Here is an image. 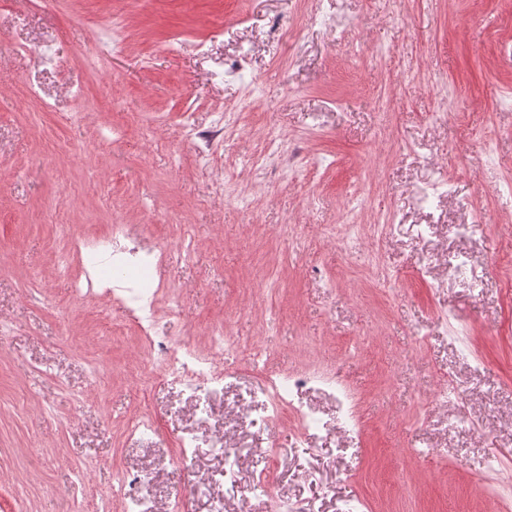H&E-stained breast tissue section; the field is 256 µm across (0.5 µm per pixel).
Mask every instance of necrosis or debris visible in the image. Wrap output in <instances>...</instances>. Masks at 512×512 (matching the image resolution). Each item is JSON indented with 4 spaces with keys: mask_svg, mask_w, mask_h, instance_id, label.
Returning <instances> with one entry per match:
<instances>
[{
    "mask_svg": "<svg viewBox=\"0 0 512 512\" xmlns=\"http://www.w3.org/2000/svg\"><path fill=\"white\" fill-rule=\"evenodd\" d=\"M170 252L167 240L146 238L137 224L112 225L108 234L91 240L75 235L71 240L73 295L85 303L104 302L120 313L144 349L159 362L162 375L179 379L193 397L223 390L225 380L238 372L259 375L263 382L262 412L240 413L237 417L240 428L261 432L287 418L292 420L298 434L321 436L323 424L300 400L303 391L320 385L335 392L353 427H360V399L354 387L316 350L305 349L303 362L281 373L266 368L259 346L241 344L233 336H222L225 352L243 348L247 356L229 366L218 364L190 337L168 336L164 331L167 307L176 299V290L166 275ZM208 444L223 456L224 469L205 477L194 491L209 496L210 512H224L226 498L238 496L240 492L235 468L240 444L223 435L209 437ZM119 485L124 512H188L189 501L183 497L160 506L145 474L122 473Z\"/></svg>",
    "mask_w": 512,
    "mask_h": 512,
    "instance_id": "4bbe7bcc",
    "label": "necrosis or debris"
}]
</instances>
